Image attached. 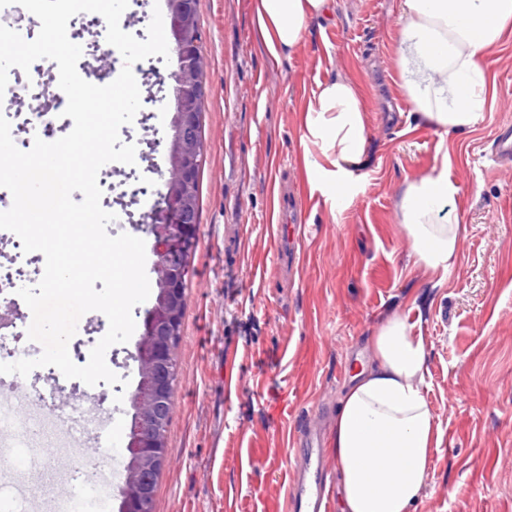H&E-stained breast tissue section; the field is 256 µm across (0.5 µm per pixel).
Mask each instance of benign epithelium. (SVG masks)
<instances>
[{
	"instance_id": "7a95c632",
	"label": "benign epithelium",
	"mask_w": 512,
	"mask_h": 512,
	"mask_svg": "<svg viewBox=\"0 0 512 512\" xmlns=\"http://www.w3.org/2000/svg\"><path fill=\"white\" fill-rule=\"evenodd\" d=\"M177 69L178 116L169 148L167 191L149 214L154 240L157 294L145 312L137 344L139 385L131 395L133 438L127 454L126 486L121 512H154L157 477L167 455L166 433L172 417L171 394L176 379L175 346L184 309L188 261L197 244V225L186 222L196 210L197 177L202 164L200 76L203 58L195 38V0H168Z\"/></svg>"
}]
</instances>
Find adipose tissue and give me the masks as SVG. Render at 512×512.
<instances>
[{"mask_svg": "<svg viewBox=\"0 0 512 512\" xmlns=\"http://www.w3.org/2000/svg\"><path fill=\"white\" fill-rule=\"evenodd\" d=\"M332 0H252L272 56L294 53ZM512 38V0H399L395 32L400 87L422 123L440 134L476 128L494 106L484 58ZM362 96L349 79L318 83L303 109L300 142L308 180L336 209L358 190L367 161ZM460 185L447 163L406 180L395 212L409 259L447 274L460 248ZM373 364L346 390L331 424L340 512H414L442 432L423 385L429 350L404 313L369 340Z\"/></svg>", "mask_w": 512, "mask_h": 512, "instance_id": "ef3b65f1", "label": "adipose tissue"}]
</instances>
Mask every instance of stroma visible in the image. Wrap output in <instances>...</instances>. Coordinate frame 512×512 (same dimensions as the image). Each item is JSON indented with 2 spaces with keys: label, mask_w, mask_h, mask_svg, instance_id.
<instances>
[{
  "label": "stroma",
  "mask_w": 512,
  "mask_h": 512,
  "mask_svg": "<svg viewBox=\"0 0 512 512\" xmlns=\"http://www.w3.org/2000/svg\"><path fill=\"white\" fill-rule=\"evenodd\" d=\"M202 31L204 164L198 242L185 285L168 458L155 512H289L291 440L333 417L366 346L392 313L416 322L430 351L425 394L442 432L415 512H512V166L490 142L512 123V40L484 59L495 104L474 130L441 136L418 122L395 68L398 0H334L292 56L273 57L251 0H197ZM176 59L160 66L164 112L137 130L149 190L169 167ZM356 83L369 159L350 206L336 211L304 171L302 108L318 82ZM449 156L459 183L461 247L444 282L412 265L395 215L407 179ZM305 226L273 235L280 185ZM138 340L112 347L110 393L20 379L5 427L75 402L97 429L77 449L65 425L34 437L45 456L0 468V485L29 512H56L78 467L125 487L139 376ZM54 399H46L47 391Z\"/></svg>",
  "instance_id": "stroma-1"
}]
</instances>
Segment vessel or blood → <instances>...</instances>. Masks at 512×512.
<instances>
[{
    "label": "vessel or blood",
    "mask_w": 512,
    "mask_h": 512,
    "mask_svg": "<svg viewBox=\"0 0 512 512\" xmlns=\"http://www.w3.org/2000/svg\"><path fill=\"white\" fill-rule=\"evenodd\" d=\"M494 157L512 160V124L500 126L492 143ZM295 479L289 487L288 504L291 512H329L330 498L326 473L330 459L321 446L315 426H308L293 442Z\"/></svg>",
    "instance_id": "b4317fda"
}]
</instances>
